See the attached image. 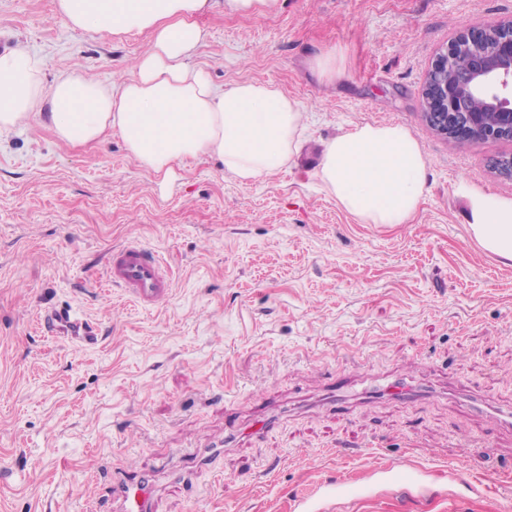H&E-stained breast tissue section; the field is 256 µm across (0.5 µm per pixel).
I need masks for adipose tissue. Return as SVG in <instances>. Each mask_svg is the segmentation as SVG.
Wrapping results in <instances>:
<instances>
[{"mask_svg":"<svg viewBox=\"0 0 512 512\" xmlns=\"http://www.w3.org/2000/svg\"><path fill=\"white\" fill-rule=\"evenodd\" d=\"M212 0H56L70 27L111 35L147 34L149 50L118 82L78 74L44 85V62L25 49L0 55V133L46 119L72 145L118 131L130 153L159 184L174 168L216 157L226 175L249 183L293 164L306 125L304 107L270 81L216 85L191 58L205 38L198 18ZM419 141L399 125H361L323 144L316 177L365 224H406L426 192ZM468 205L471 237L512 260V198L458 187Z\"/></svg>","mask_w":512,"mask_h":512,"instance_id":"obj_1","label":"adipose tissue"}]
</instances>
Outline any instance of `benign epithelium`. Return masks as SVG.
<instances>
[{"label":"benign epithelium","instance_id":"benign-epithelium-1","mask_svg":"<svg viewBox=\"0 0 512 512\" xmlns=\"http://www.w3.org/2000/svg\"><path fill=\"white\" fill-rule=\"evenodd\" d=\"M467 55L456 70L457 56ZM482 101L477 109L473 101ZM423 119L443 138L465 145L478 140L512 141V19L460 31L433 60L423 88ZM494 116L485 122L484 113ZM492 170L512 179V155L492 160Z\"/></svg>","mask_w":512,"mask_h":512}]
</instances>
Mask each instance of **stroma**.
Returning <instances> with one entry per match:
<instances>
[{
    "label": "stroma",
    "mask_w": 512,
    "mask_h": 512,
    "mask_svg": "<svg viewBox=\"0 0 512 512\" xmlns=\"http://www.w3.org/2000/svg\"><path fill=\"white\" fill-rule=\"evenodd\" d=\"M56 0H0V37L111 84L144 34L71 28ZM512 19V0H282L199 17L192 59L216 84L271 81L302 102L294 163L243 184L213 157L170 186L119 135L67 144L46 125L0 135V512H86L103 470L155 473L154 512H512V262L471 238L465 182L512 198L491 161L512 142L451 147L421 115L436 55L461 29ZM347 77L309 67L329 48ZM406 127L427 161L407 224H363L314 177L323 140ZM159 251L172 292L146 310L105 280L111 251ZM71 307L84 344L37 320ZM406 380L414 399L383 393ZM272 419L260 430L263 419ZM221 444L209 466L185 455ZM169 470L183 472L172 481Z\"/></svg>",
    "instance_id": "stroma-1"
}]
</instances>
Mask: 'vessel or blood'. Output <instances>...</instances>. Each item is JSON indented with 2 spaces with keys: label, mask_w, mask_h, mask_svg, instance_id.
Here are the masks:
<instances>
[{
  "label": "vessel or blood",
  "mask_w": 512,
  "mask_h": 512,
  "mask_svg": "<svg viewBox=\"0 0 512 512\" xmlns=\"http://www.w3.org/2000/svg\"><path fill=\"white\" fill-rule=\"evenodd\" d=\"M107 281L145 308L157 307L171 293V280L161 256L139 244L113 251L107 265ZM106 492L112 512H152L155 484L138 469L127 467L107 473Z\"/></svg>",
  "instance_id": "vessel-or-blood-1"
}]
</instances>
